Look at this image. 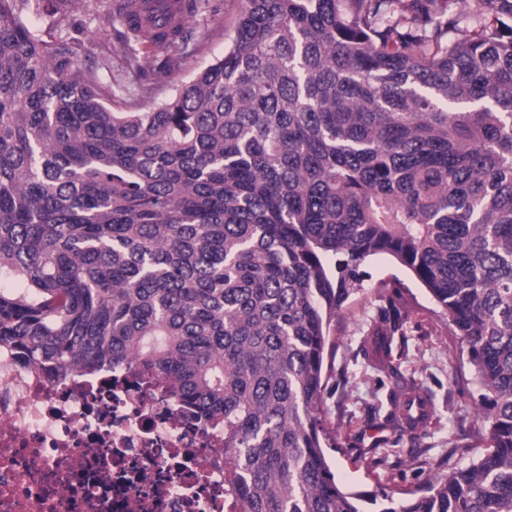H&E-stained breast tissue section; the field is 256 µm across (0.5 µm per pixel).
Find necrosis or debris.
I'll return each mask as SVG.
<instances>
[{"mask_svg": "<svg viewBox=\"0 0 512 512\" xmlns=\"http://www.w3.org/2000/svg\"><path fill=\"white\" fill-rule=\"evenodd\" d=\"M0 512H224V427L124 369L62 381L0 344Z\"/></svg>", "mask_w": 512, "mask_h": 512, "instance_id": "necrosis-or-debris-1", "label": "necrosis or debris"}]
</instances>
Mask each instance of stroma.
Returning a JSON list of instances; mask_svg holds the SVG:
<instances>
[{"label": "stroma", "instance_id": "1", "mask_svg": "<svg viewBox=\"0 0 512 512\" xmlns=\"http://www.w3.org/2000/svg\"><path fill=\"white\" fill-rule=\"evenodd\" d=\"M236 4L220 0L216 13L190 22L196 50L166 73L159 60L146 64L153 75L148 84L154 92L143 97L144 105L160 102L176 84L210 62L223 57L228 42L225 24ZM99 0H81L58 26L59 32L81 36L90 62L98 63L97 77L109 82L111 61L120 66L124 49L112 24L102 15ZM369 278L345 303L336 324V350L324 392L325 418L336 434V444L326 454L337 479L355 492H405L424 488L432 475L469 465L483 442L478 438L481 422L476 415L480 389L469 364L468 347L455 336L438 314V308L409 271L387 256L369 258ZM392 285L395 301L408 312L400 335L392 341L398 369L427 392L433 417L418 433L419 450L408 455L395 446L396 434L386 416L395 379L384 368L379 337L371 325L380 302L376 285Z\"/></svg>", "mask_w": 512, "mask_h": 512}]
</instances>
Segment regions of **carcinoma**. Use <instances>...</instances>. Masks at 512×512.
<instances>
[{"mask_svg":"<svg viewBox=\"0 0 512 512\" xmlns=\"http://www.w3.org/2000/svg\"><path fill=\"white\" fill-rule=\"evenodd\" d=\"M72 2L0 0V343L224 422L231 512H512V0H239L224 56L145 110L51 35ZM185 39L130 28L126 67ZM378 255L482 390L485 452L401 497L325 453L331 328Z\"/></svg>","mask_w":512,"mask_h":512,"instance_id":"cac0c4a2","label":"carcinoma"}]
</instances>
